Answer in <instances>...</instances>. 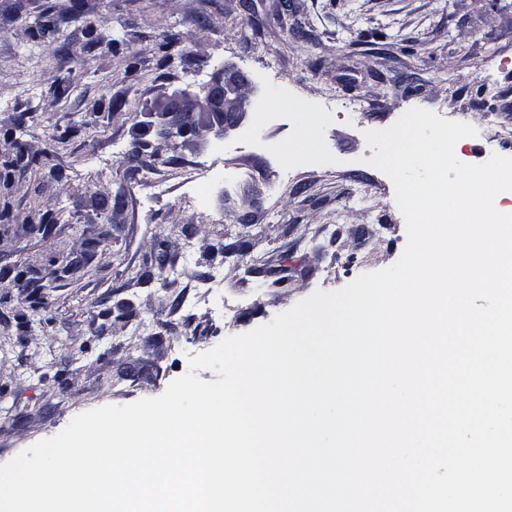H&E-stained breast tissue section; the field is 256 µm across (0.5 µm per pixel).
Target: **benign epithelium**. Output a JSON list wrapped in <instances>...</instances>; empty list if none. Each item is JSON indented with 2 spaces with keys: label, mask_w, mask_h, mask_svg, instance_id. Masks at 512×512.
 <instances>
[{
  "label": "benign epithelium",
  "mask_w": 512,
  "mask_h": 512,
  "mask_svg": "<svg viewBox=\"0 0 512 512\" xmlns=\"http://www.w3.org/2000/svg\"><path fill=\"white\" fill-rule=\"evenodd\" d=\"M251 84L248 74L226 65L197 92L175 90L150 102L146 130L161 139L180 137L199 148L205 146V133L223 139L247 121L250 100L243 89Z\"/></svg>",
  "instance_id": "obj_1"
}]
</instances>
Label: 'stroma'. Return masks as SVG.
<instances>
[{
	"label": "stroma",
	"instance_id": "stroma-1",
	"mask_svg": "<svg viewBox=\"0 0 512 512\" xmlns=\"http://www.w3.org/2000/svg\"><path fill=\"white\" fill-rule=\"evenodd\" d=\"M46 10L58 40L33 36ZM88 28L118 45L86 47ZM227 64L254 82L235 134L130 157L150 100L200 90ZM413 107L476 128L455 147L461 162L512 157V0H0V464L82 412L169 385L189 357L315 291L396 262L405 220L364 134ZM311 116L318 143L286 163ZM196 168L206 185L191 181ZM36 211L52 224L34 230ZM242 238L257 264L287 269V287L244 278ZM161 248L173 282L127 287ZM72 261L80 280L38 287ZM124 302L135 320L117 318ZM118 336L136 339L121 358Z\"/></svg>",
	"mask_w": 512,
	"mask_h": 512
}]
</instances>
